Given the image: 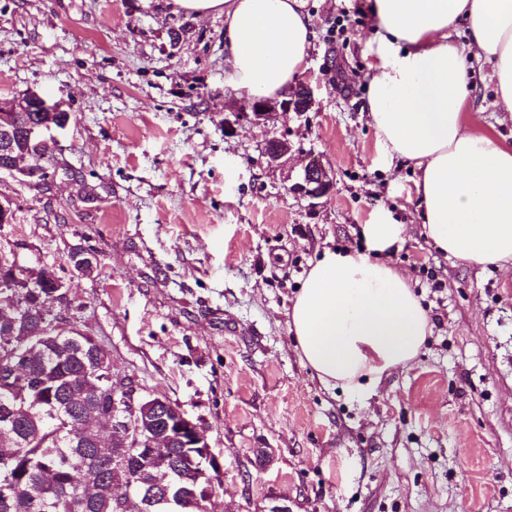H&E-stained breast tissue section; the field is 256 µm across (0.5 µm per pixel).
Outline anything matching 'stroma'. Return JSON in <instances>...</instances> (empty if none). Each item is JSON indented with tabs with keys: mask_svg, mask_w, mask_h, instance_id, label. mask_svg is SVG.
<instances>
[{
	"mask_svg": "<svg viewBox=\"0 0 512 512\" xmlns=\"http://www.w3.org/2000/svg\"><path fill=\"white\" fill-rule=\"evenodd\" d=\"M362 4L307 0L314 103L256 124L227 82L223 17L0 0V98L36 90L71 115L44 183L0 173L14 210L0 245L68 284L58 329L200 425L224 473L208 512H512V268L446 257L422 233L410 166L377 163ZM489 69L474 62L467 110L512 144ZM274 137L292 146L278 164ZM313 160L334 183L318 199L290 190ZM382 209L407 228L387 259L433 329L360 398L301 363L288 321L316 256L362 250ZM76 250L95 255L91 275L73 272Z\"/></svg>",
	"mask_w": 512,
	"mask_h": 512,
	"instance_id": "obj_1",
	"label": "stroma"
}]
</instances>
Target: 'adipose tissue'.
I'll return each instance as SVG.
<instances>
[{
    "label": "adipose tissue",
    "mask_w": 512,
    "mask_h": 512,
    "mask_svg": "<svg viewBox=\"0 0 512 512\" xmlns=\"http://www.w3.org/2000/svg\"><path fill=\"white\" fill-rule=\"evenodd\" d=\"M224 18L235 91L270 97L305 70L316 37L306 0H174ZM375 27L367 104L384 165L414 166L428 239L483 267L512 263V146L472 121L468 60L485 59L496 102L512 112V0H366ZM467 25L458 44L449 32ZM361 251L324 250L291 308L301 362L361 397L421 352L430 319L407 277L382 259L404 242L389 212L362 225Z\"/></svg>",
    "instance_id": "adipose-tissue-1"
}]
</instances>
